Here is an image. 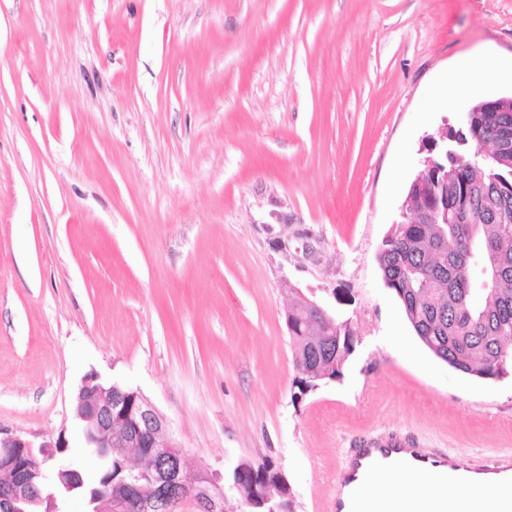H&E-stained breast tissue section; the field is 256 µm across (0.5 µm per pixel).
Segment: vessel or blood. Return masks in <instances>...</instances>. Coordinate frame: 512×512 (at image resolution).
Here are the masks:
<instances>
[{"mask_svg":"<svg viewBox=\"0 0 512 512\" xmlns=\"http://www.w3.org/2000/svg\"><path fill=\"white\" fill-rule=\"evenodd\" d=\"M440 489L465 486L475 492L474 512H512V495L493 496L512 486V456L476 460L466 453L448 454L393 433L360 441L337 467L328 490L332 512H393L372 487L391 471Z\"/></svg>","mask_w":512,"mask_h":512,"instance_id":"vessel-or-blood-1","label":"vessel or blood"}]
</instances>
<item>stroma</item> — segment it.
<instances>
[{"instance_id":"stroma-1","label":"stroma","mask_w":512,"mask_h":512,"mask_svg":"<svg viewBox=\"0 0 512 512\" xmlns=\"http://www.w3.org/2000/svg\"><path fill=\"white\" fill-rule=\"evenodd\" d=\"M466 57H512V0H0V426L82 460L96 372L157 407L229 512L244 459L327 512L328 472L376 432L512 451V373L436 359L376 259L426 136L512 96L447 97ZM288 284L355 334L304 393Z\"/></svg>"}]
</instances>
